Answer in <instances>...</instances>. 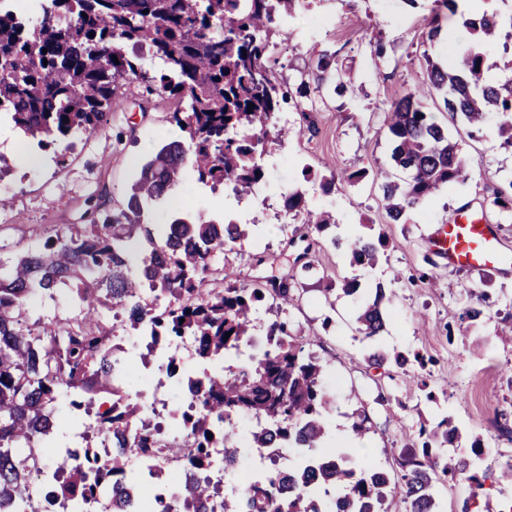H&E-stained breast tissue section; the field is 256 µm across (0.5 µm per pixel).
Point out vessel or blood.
Returning <instances> with one entry per match:
<instances>
[{
    "label": "vessel or blood",
    "mask_w": 512,
    "mask_h": 512,
    "mask_svg": "<svg viewBox=\"0 0 512 512\" xmlns=\"http://www.w3.org/2000/svg\"><path fill=\"white\" fill-rule=\"evenodd\" d=\"M496 240L492 225L464 212L454 223L435 227L429 249L439 259L456 266H478L491 259L511 266L512 254L498 252Z\"/></svg>",
    "instance_id": "obj_1"
}]
</instances>
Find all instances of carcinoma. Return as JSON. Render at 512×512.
Instances as JSON below:
<instances>
[{
    "label": "carcinoma",
    "mask_w": 512,
    "mask_h": 512,
    "mask_svg": "<svg viewBox=\"0 0 512 512\" xmlns=\"http://www.w3.org/2000/svg\"><path fill=\"white\" fill-rule=\"evenodd\" d=\"M296 2L45 0L42 15L26 21L0 10V112L10 115L24 137L65 155L71 139H88L103 129L120 106L119 82L130 76L151 91L186 101L172 119L187 134L184 141L162 145L142 165L119 212L94 217L82 230L66 225L10 258L0 255V506L36 512L28 496L29 449L57 447L66 434L63 411L76 416L84 406L81 397L110 393L112 418L105 430L117 447L109 464L116 477L112 505L123 512L127 486L133 484L126 477L124 451L155 447L161 429L138 430L143 405L129 396L140 377L117 357L123 348L112 344L115 322L124 319L135 331L147 320L154 336L164 331L191 336L195 358L214 365L251 342L253 315L267 298L278 310L293 301L288 289L263 284L204 291L213 257L233 250L248 225L181 218L161 230L144 223V213L182 185L189 171L199 182L224 185L237 196L260 182L258 159L279 140L271 129L287 100L268 65V32ZM462 20L476 45L453 68L427 62L426 88L389 106L392 163L375 179L390 224L407 223L410 209L467 179L458 143L428 111L432 93L443 94L452 118L462 117L478 133L494 115L498 136L512 146V79L487 82L481 52L506 28L512 38V16L505 21L497 11L485 10ZM128 44L135 49L131 55ZM143 50L163 67L152 74L143 70L137 62ZM285 202L290 212H306L304 223L317 230L331 225L329 216L305 210L301 193L287 194ZM331 244L356 265L377 261L378 248L368 238L334 237ZM61 293L71 296L74 312L46 314L34 307L37 299ZM386 299V289L376 285L373 301L357 318L365 337L385 330ZM266 335L267 345L237 371L214 370L194 380L207 394L190 432L196 449L192 464L201 480L185 505L158 498L146 512H213L207 434L221 426L230 461L226 475L244 444L251 452L301 448L305 454L288 470V489L262 474L244 491L224 495L222 512H382L390 497L400 498L402 512H437L435 485L441 479L465 477L474 496L489 478L512 485V465L496 475L481 469L482 450L475 443L470 457L445 454L461 438L448 415L430 429L420 426L421 447L413 445L399 456V483L384 469L348 468L349 457L321 452L332 410L323 386L325 368L291 335L288 323L272 321ZM243 417L255 421L246 435L238 426ZM68 471V479L49 487L42 507L60 496L78 504L102 479L77 466ZM324 486L340 490L335 505H323L318 491Z\"/></svg>",
    "instance_id": "obj_1"
}]
</instances>
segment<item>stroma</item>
I'll return each instance as SVG.
<instances>
[{"label": "stroma", "instance_id": "35a3bbf8", "mask_svg": "<svg viewBox=\"0 0 512 512\" xmlns=\"http://www.w3.org/2000/svg\"><path fill=\"white\" fill-rule=\"evenodd\" d=\"M440 33L428 39L429 22ZM381 40L385 53L372 58L370 40ZM473 38L460 16L434 10L431 0H300L292 16L279 19L270 66L287 90L300 79L317 81L320 55L345 67L355 92L336 94L324 86L313 108L302 112L294 100L281 108L279 146L262 159L264 177L256 193L236 196L186 178L175 198L150 207L145 220L171 223L188 214L204 220L234 214L248 225L247 238L215 262L207 288H223L222 269L236 273V285L276 278L296 298L275 312L261 304L257 335L269 321L287 320L326 366L325 385L333 402L328 446L347 449L360 465L396 471L402 451L418 440L421 423L451 416L462 431L458 454L481 440L484 464L500 469L512 464V339L503 338V313H512V266L490 264L462 268L437 260L425 242L438 224H448L464 209L484 215L496 228L503 250L512 252V216L493 209L494 191L512 194V146L494 133L488 117L483 135L472 140L467 128L448 120L441 95L427 102L436 121L458 142L468 168L467 181L448 187L408 211L403 224L387 223L374 174L391 164L392 143L383 124L390 102L421 86L427 64H456ZM121 106L100 134L76 142L64 157L54 148L31 163L32 144L17 130L0 128V155L10 170L0 177V244L25 247L44 242L67 224H87L93 212L121 209L140 164L164 142L184 139L172 121L183 110L178 98L147 93L137 80L120 82ZM366 170L367 178L349 186L326 188L330 170ZM301 191L305 206L331 212L335 224L318 231L288 212L285 196ZM383 238L375 266L351 264L346 251L333 248L332 237ZM431 283H424V276ZM359 290L344 294V281ZM391 297L385 331L367 338L357 331V317L375 285ZM485 299L490 317L458 327L462 308ZM377 351L404 354V366H371ZM423 356L426 369L415 358ZM364 420V444L348 448L342 436ZM440 512H498L502 494L472 498L466 482H440L435 488Z\"/></svg>", "mask_w": 512, "mask_h": 512}]
</instances>
